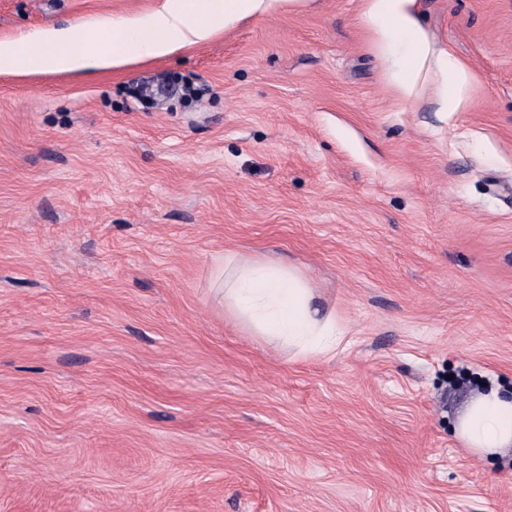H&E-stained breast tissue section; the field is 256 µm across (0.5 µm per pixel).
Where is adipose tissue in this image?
<instances>
[{"instance_id": "1", "label": "adipose tissue", "mask_w": 512, "mask_h": 512, "mask_svg": "<svg viewBox=\"0 0 512 512\" xmlns=\"http://www.w3.org/2000/svg\"><path fill=\"white\" fill-rule=\"evenodd\" d=\"M301 2L162 0L151 13L106 34L70 25L27 39H1L0 73L89 75L120 69L204 43L246 17ZM361 5L372 46L397 96L416 100L435 70L441 76L442 111H465L473 74L452 53L435 52L420 22L419 0H361ZM215 280L228 311L263 339L304 357L336 352L345 340L335 319L322 315L298 269L283 259L220 256ZM458 434L469 448L488 456L511 448L512 391L493 388L472 400L459 419Z\"/></svg>"}]
</instances>
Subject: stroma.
<instances>
[{"label":"stroma","instance_id":"stroma-1","mask_svg":"<svg viewBox=\"0 0 512 512\" xmlns=\"http://www.w3.org/2000/svg\"><path fill=\"white\" fill-rule=\"evenodd\" d=\"M159 3L0 0V39ZM419 12L466 111L394 96L360 0L0 74V512H512V450L456 431L512 389V0ZM223 253L298 267L342 346L251 335Z\"/></svg>","mask_w":512,"mask_h":512}]
</instances>
